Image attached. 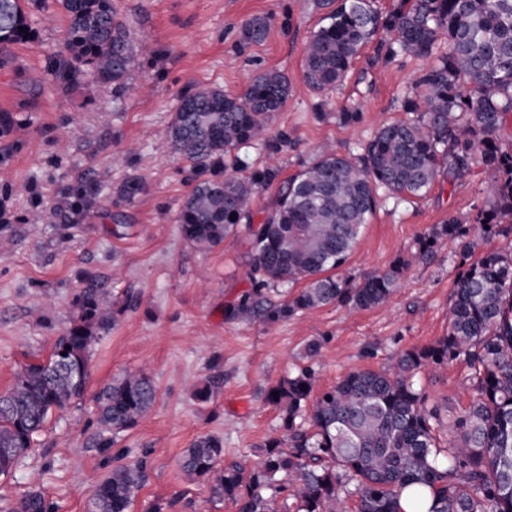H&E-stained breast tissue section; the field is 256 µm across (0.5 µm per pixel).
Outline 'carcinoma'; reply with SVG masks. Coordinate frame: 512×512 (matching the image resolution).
<instances>
[{
	"instance_id": "1",
	"label": "carcinoma",
	"mask_w": 512,
	"mask_h": 512,
	"mask_svg": "<svg viewBox=\"0 0 512 512\" xmlns=\"http://www.w3.org/2000/svg\"><path fill=\"white\" fill-rule=\"evenodd\" d=\"M69 53L63 76L84 72L102 84H122L135 49L112 0H56ZM385 23L372 0H340L304 49V78L326 92L347 76L360 49L383 27L397 48L421 57L441 54L404 101L408 120L381 126L362 155L324 149L281 188L265 220L247 225L249 278L254 288L228 309L248 320L271 285L303 284L268 312L272 320L339 303L352 311L386 303L414 259H426L447 241L461 246L460 273L448 313V331L434 343L401 354L386 370H357L314 393L305 366L270 387L267 401L281 412V435L260 445L249 468L224 466L223 439L197 437L182 457L193 479L239 512H277L275 488L296 512H342L341 494L359 498V512H512V248L475 254L478 240L512 239V150L500 145L503 119L512 112V0H409ZM264 16L241 25L245 44L263 42ZM33 37L20 0H0V43ZM470 85L462 90V83ZM290 94L288 77L275 70L255 75L240 96L204 88L180 98L169 138L205 172L237 146L263 137ZM482 166L491 197L476 217L450 215L416 240L411 257L354 282L339 273L373 215L379 192L418 197L442 172L452 178ZM266 177L200 181L180 210L179 230L210 249L250 219L251 203ZM111 319V301L94 287L79 296L75 318L45 361L18 373L0 396V474L13 470L49 415L82 397L96 332ZM462 362L470 369V406L442 444L436 410L428 408L414 377ZM279 393L274 397L273 393ZM157 390L144 373L112 380L97 395L106 432L134 427L152 409ZM285 480L275 485L277 476ZM145 477L144 464L121 465L92 491L93 512H130ZM11 512H46L37 492Z\"/></svg>"
}]
</instances>
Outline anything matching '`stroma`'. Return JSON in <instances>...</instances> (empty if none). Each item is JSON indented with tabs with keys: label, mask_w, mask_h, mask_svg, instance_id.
I'll use <instances>...</instances> for the list:
<instances>
[{
	"label": "stroma",
	"mask_w": 512,
	"mask_h": 512,
	"mask_svg": "<svg viewBox=\"0 0 512 512\" xmlns=\"http://www.w3.org/2000/svg\"><path fill=\"white\" fill-rule=\"evenodd\" d=\"M140 53L126 81L100 85L87 74L63 81L65 19L54 0L26 8L32 41L0 50V225L12 245L0 249V393L27 363L47 358L74 317L78 296L96 286L112 299L109 326L92 347L83 397L53 414L28 455L0 476V512L38 491L51 512H92L94 485L112 467L145 461L131 512H238L191 479L181 459L192 441L215 435L225 462L250 465L278 433L279 410L267 390L300 366L313 339L317 389L355 370H382L406 350L434 343L448 329L458 273L456 244L413 262L382 306L349 313L338 304L278 322H242L228 308L251 288L245 229L200 250L181 236L177 216L200 181L165 137L182 94L202 87L241 94L264 70L287 75L291 92L267 140L235 149L224 166L241 176L275 178L253 199L262 222L279 187L312 162L325 143L357 154L380 125L408 119L403 101L430 59L392 49L378 31L343 84L320 94L303 75L304 49L329 14L323 0H112ZM262 15L269 34L243 44L242 22ZM355 113L344 122L342 113ZM137 194H127L131 183ZM490 195L480 167L439 177L423 197L380 196L346 268L354 275L409 256L416 238L448 216H476ZM147 373L154 408L102 450L97 393L127 373ZM470 370L456 363L418 384L438 409L440 437L471 400ZM211 384L207 402L194 390Z\"/></svg>",
	"instance_id": "35a3bbf8"
}]
</instances>
